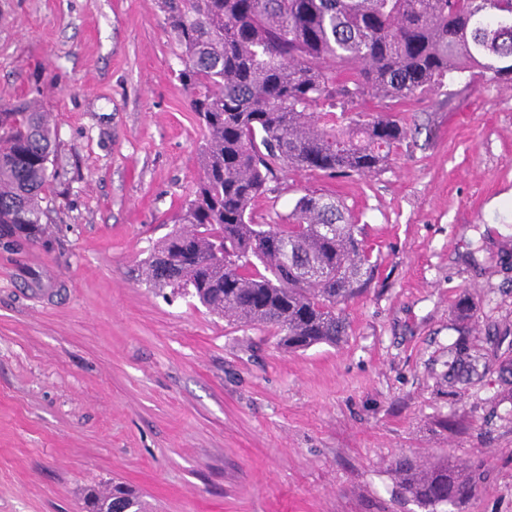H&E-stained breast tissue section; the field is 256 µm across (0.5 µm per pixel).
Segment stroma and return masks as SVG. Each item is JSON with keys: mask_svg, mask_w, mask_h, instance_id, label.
Returning a JSON list of instances; mask_svg holds the SVG:
<instances>
[{"mask_svg": "<svg viewBox=\"0 0 512 512\" xmlns=\"http://www.w3.org/2000/svg\"><path fill=\"white\" fill-rule=\"evenodd\" d=\"M180 53L160 0H0V102L39 89L57 128L46 234L0 243V512L114 483L151 512H424L401 456L479 474L438 512H512V382L447 379L457 301L472 345L512 329V87L403 98L381 172L259 200L338 198L377 265L347 336L291 352L142 279L200 172Z\"/></svg>", "mask_w": 512, "mask_h": 512, "instance_id": "obj_1", "label": "stroma"}]
</instances>
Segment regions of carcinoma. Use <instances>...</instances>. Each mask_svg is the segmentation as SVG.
Here are the masks:
<instances>
[{
    "label": "carcinoma",
    "mask_w": 512,
    "mask_h": 512,
    "mask_svg": "<svg viewBox=\"0 0 512 512\" xmlns=\"http://www.w3.org/2000/svg\"><path fill=\"white\" fill-rule=\"evenodd\" d=\"M182 49L177 78L204 131L200 175L177 223L142 262L148 284L183 290L289 351L334 345L342 305L375 265L333 196L305 194L259 221L252 205L276 172L329 177L381 171L407 138L394 113L352 112L369 97L400 100L473 70L512 85V0H161ZM39 90L0 103V239L37 244L53 174L55 130ZM448 380L471 384L488 353L457 339ZM421 507L459 506L477 482L448 461L395 462ZM89 512H145L116 484L87 490Z\"/></svg>",
    "instance_id": "obj_1"
}]
</instances>
